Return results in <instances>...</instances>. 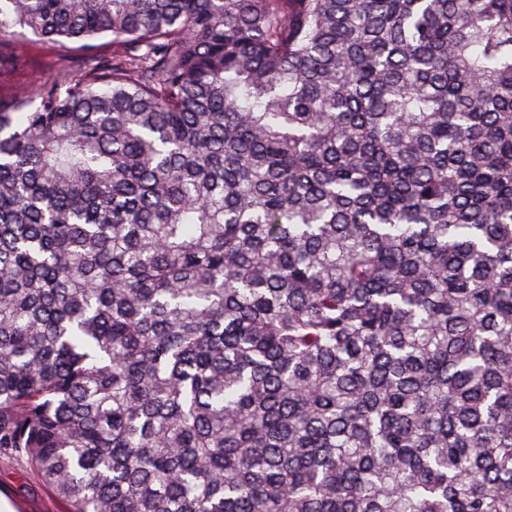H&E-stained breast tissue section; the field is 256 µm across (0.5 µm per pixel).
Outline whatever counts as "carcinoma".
<instances>
[{
    "mask_svg": "<svg viewBox=\"0 0 512 512\" xmlns=\"http://www.w3.org/2000/svg\"><path fill=\"white\" fill-rule=\"evenodd\" d=\"M14 27L88 65L0 92V454L66 512H512V0Z\"/></svg>",
    "mask_w": 512,
    "mask_h": 512,
    "instance_id": "obj_1",
    "label": "carcinoma"
}]
</instances>
